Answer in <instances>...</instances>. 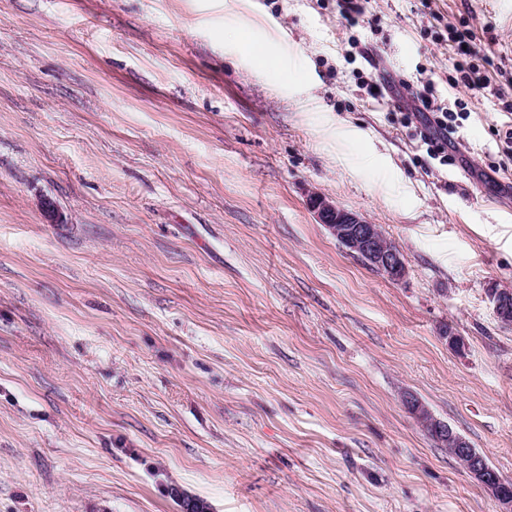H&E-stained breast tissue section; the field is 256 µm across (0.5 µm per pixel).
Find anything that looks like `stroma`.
Here are the masks:
<instances>
[{
  "mask_svg": "<svg viewBox=\"0 0 512 512\" xmlns=\"http://www.w3.org/2000/svg\"><path fill=\"white\" fill-rule=\"evenodd\" d=\"M452 27L512 83V0H0V512H500L402 396L512 479L508 117L443 169L362 85L454 96ZM309 206L318 224H323L336 239L343 242L348 252L363 257L367 263L395 281L406 277L408 267L403 253L387 240L379 225L370 224L360 215L337 206L317 193L310 196ZM486 293L499 321L507 324L512 322V290L490 286Z\"/></svg>",
  "mask_w": 512,
  "mask_h": 512,
  "instance_id": "obj_1",
  "label": "stroma"
}]
</instances>
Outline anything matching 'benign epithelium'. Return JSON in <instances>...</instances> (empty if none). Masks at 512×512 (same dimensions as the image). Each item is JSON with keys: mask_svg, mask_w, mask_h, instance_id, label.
<instances>
[{"mask_svg": "<svg viewBox=\"0 0 512 512\" xmlns=\"http://www.w3.org/2000/svg\"><path fill=\"white\" fill-rule=\"evenodd\" d=\"M309 206L317 222L343 242L348 252L364 258L389 278L401 281L406 277L408 267L403 253L387 240L379 225L369 223L360 215L337 206L317 193L310 196ZM486 293L499 321H512V290L491 286ZM402 401L416 419L424 422L425 428L453 449L457 460L477 483L506 506L504 512H512V493L509 492L512 481L493 469L485 457L451 426L436 419L415 394L404 393Z\"/></svg>", "mask_w": 512, "mask_h": 512, "instance_id": "1", "label": "benign epithelium"}]
</instances>
